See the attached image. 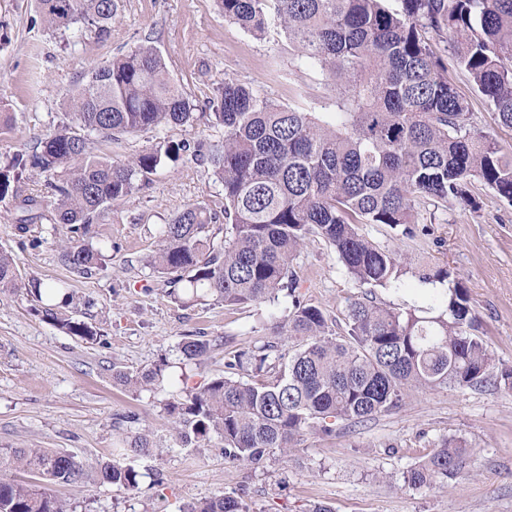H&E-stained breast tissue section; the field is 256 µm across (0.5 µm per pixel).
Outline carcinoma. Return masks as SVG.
I'll return each mask as SVG.
<instances>
[{
    "label": "carcinoma",
    "mask_w": 512,
    "mask_h": 512,
    "mask_svg": "<svg viewBox=\"0 0 512 512\" xmlns=\"http://www.w3.org/2000/svg\"><path fill=\"white\" fill-rule=\"evenodd\" d=\"M224 18L252 36L267 32V15L281 20L298 58L342 84L331 126L313 112L286 107L226 77L209 98V117L224 141L207 161L224 189V216L197 203L161 226V248L149 260L184 305L213 299L224 306L273 301L291 309L270 334L300 341L283 353L267 341L224 353V367L253 366L250 379L231 375L185 385L165 404L176 443L199 447L216 438L224 459L260 466L273 453L288 455L307 430L324 436L340 423L356 424L401 406L415 388L512 389V368H496L487 345L469 332L474 310L465 288H436L448 270L417 272L431 286L429 306L397 311L369 296L350 302L346 329L336 333L318 306L304 301L292 269L311 236L332 247L360 286L388 289L407 274L397 255L358 232L360 224L400 227L414 235L423 202L478 206L479 183L512 203V152H504L473 118L468 102L448 84V63L463 68L498 123L512 128V0H216ZM122 0H36L37 17L74 45L84 34H107ZM447 43L436 54L430 39ZM68 121L0 166V202L15 210L17 235L33 244L48 221L71 233L62 260L88 274L102 265L85 244L105 205L136 193L165 160L202 156L188 141L158 144L130 160L99 154L91 136L116 140L159 125L191 127L196 104L170 75L152 45H139L92 68L69 93ZM43 176L41 193L23 190V174ZM224 220L216 244L210 225ZM44 317L66 333L94 341L87 323L61 319L54 283L31 280ZM15 258L0 251V293L16 292ZM213 348L204 336L178 346L183 364H198ZM162 360L140 371L112 368V381L131 392L163 380ZM153 448L149 434L125 436L123 455ZM471 449L442 438L412 466L415 488L443 486L465 473ZM35 477L20 482L16 474ZM120 492L139 489L141 473L117 460L89 464L53 448L0 447V512H74L56 487L88 479ZM182 512H249L224 493L187 504Z\"/></svg>",
    "instance_id": "obj_1"
}]
</instances>
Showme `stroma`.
Wrapping results in <instances>:
<instances>
[{"label": "stroma", "instance_id": "stroma-1", "mask_svg": "<svg viewBox=\"0 0 512 512\" xmlns=\"http://www.w3.org/2000/svg\"><path fill=\"white\" fill-rule=\"evenodd\" d=\"M34 0H0V162L33 147L66 120L68 93L88 71L137 45H155L171 75L198 106L233 77L284 106L329 114L336 88L320 69L297 59L277 22L264 39L227 22L215 0H123L120 16L102 38L86 33L78 45L32 25ZM449 83L466 98L478 126L512 151V130L501 127L468 74L449 67ZM220 127L199 120L191 127L165 125L112 142L96 151L127 160L157 143L185 139L216 143ZM479 209L452 202L424 204L412 236L382 224L359 232L395 251L408 266L445 268L463 286L476 316L475 333L496 363L512 368V206L477 187ZM224 207L211 167L188 158L165 161L139 193L106 204L89 243L102 266L89 275L61 260L69 232L42 224L35 244H20L9 203L0 202V250L16 257L17 294H0V446L60 448L91 461L116 458L124 428L115 414L133 410L138 429L154 439L151 456L134 459L137 492L124 494L89 481L60 487L76 512H179L219 492L236 493L250 512H309L317 503L333 512H512V391L492 385L412 391L402 406L330 437L306 432L289 456L273 455L255 469L226 462L219 442L182 448L173 441L165 402L184 381L223 374L225 350H245L269 340V327L287 315L289 302L227 307L210 300L175 302L149 260L159 230L187 205ZM299 291L337 324L351 298L363 295L335 251L310 238L293 262ZM54 282L80 299L62 309L66 318L92 325L88 343L45 319L41 304L24 292L31 278ZM204 335L214 349L200 365H184L183 336ZM168 361L152 391L114 386L113 367L129 371ZM472 448L470 472L447 486L418 489L404 479L442 438Z\"/></svg>", "mask_w": 512, "mask_h": 512}]
</instances>
